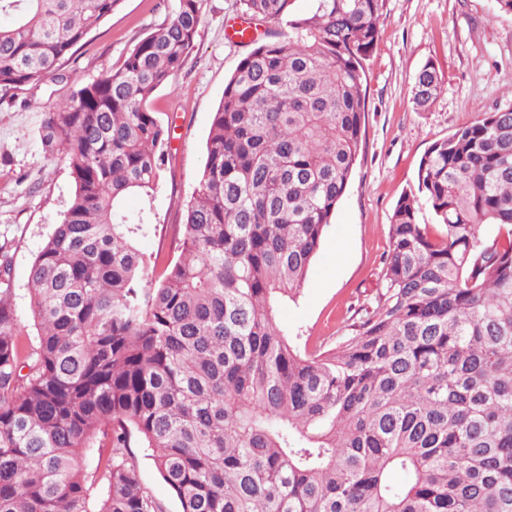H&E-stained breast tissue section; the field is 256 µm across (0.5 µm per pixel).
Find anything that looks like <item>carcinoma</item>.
<instances>
[{
	"mask_svg": "<svg viewBox=\"0 0 512 512\" xmlns=\"http://www.w3.org/2000/svg\"><path fill=\"white\" fill-rule=\"evenodd\" d=\"M120 2L0 0V94L64 79ZM294 2L239 0L288 32L249 39L167 247H137L171 158L147 102L195 51L203 0L44 112L75 191L29 269L33 338L0 253V512H168L134 448L179 512H512V109L429 148L418 190L440 229L400 196L372 296L303 353L275 307L358 159L385 0ZM441 88L426 62L415 109ZM134 449L137 450L139 456L138 476L141 482L152 495L166 504L169 512L179 511V504L172 497L168 486L159 475L152 457L145 455L150 452L145 451L144 448Z\"/></svg>",
	"mask_w": 512,
	"mask_h": 512,
	"instance_id": "cac0c4a2",
	"label": "carcinoma"
}]
</instances>
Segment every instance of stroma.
<instances>
[{
	"label": "stroma",
	"mask_w": 512,
	"mask_h": 512,
	"mask_svg": "<svg viewBox=\"0 0 512 512\" xmlns=\"http://www.w3.org/2000/svg\"><path fill=\"white\" fill-rule=\"evenodd\" d=\"M176 0H121L62 67L65 81L0 98V249L11 257L13 301L27 312L29 266L74 191L64 155L40 145L43 113L78 84L119 67L126 54L158 27ZM238 0H204L197 48L148 107L172 125V160L154 204L156 231L143 239L153 252L169 240L200 175L212 116L250 45L228 38L225 24ZM381 41L366 63L362 148L307 281L296 300L277 307L289 335L308 348L335 336L375 288L388 248V228L402 193L417 192L420 162L429 148L479 112L512 108V14L495 0H385ZM443 76L429 110H414L411 88L426 62Z\"/></svg>",
	"instance_id": "1"
}]
</instances>
